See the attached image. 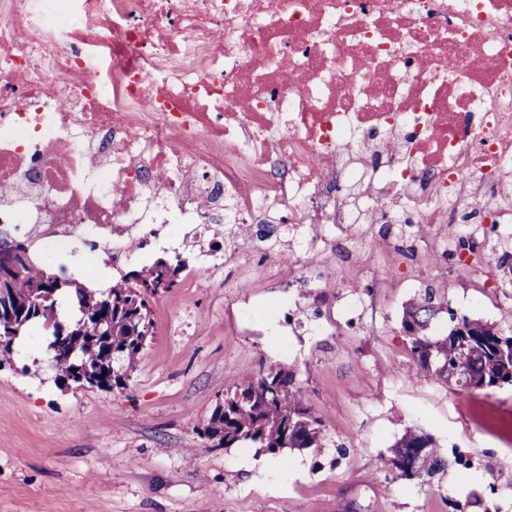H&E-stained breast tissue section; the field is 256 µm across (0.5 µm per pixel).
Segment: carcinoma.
<instances>
[{
	"mask_svg": "<svg viewBox=\"0 0 512 512\" xmlns=\"http://www.w3.org/2000/svg\"><path fill=\"white\" fill-rule=\"evenodd\" d=\"M281 225L257 226L256 237L266 249L281 245ZM26 263L11 297L15 313L34 315L31 323L52 326L49 347L77 346L78 360L85 374L104 382L111 374L109 349L119 352L122 378L130 377L146 348L153 328L150 301L172 291L182 281L184 261L158 257L151 264L123 274L109 289L112 304L99 302L96 293L73 279L50 272L33 254L31 241L23 247ZM75 288L82 318L72 329L84 334L60 337L57 331V296L66 288ZM45 313L37 314L38 305ZM424 306L440 317L446 313L452 326L445 336L433 335L434 321L415 319L416 309ZM112 321V346L97 337L98 317ZM402 329L410 341V372L420 380L436 381L462 390L492 391L512 385V333L481 318L463 316L444 307L434 288H425L403 312ZM469 347L470 361L465 374L457 373L458 341ZM210 438L220 437L224 447L253 442L270 454L286 448H321L325 437L320 420L307 404L305 389L290 370L252 373L224 393L222 405L214 407L201 427ZM388 469L401 480L422 485L448 467V459L432 436L420 430H407L397 440Z\"/></svg>",
	"mask_w": 512,
	"mask_h": 512,
	"instance_id": "cac0c4a2",
	"label": "carcinoma"
}]
</instances>
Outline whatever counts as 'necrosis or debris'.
Wrapping results in <instances>:
<instances>
[{
    "label": "necrosis or debris",
    "mask_w": 512,
    "mask_h": 512,
    "mask_svg": "<svg viewBox=\"0 0 512 512\" xmlns=\"http://www.w3.org/2000/svg\"><path fill=\"white\" fill-rule=\"evenodd\" d=\"M512 234V0H0V224L317 285L330 231ZM284 224L280 268L208 239Z\"/></svg>",
    "instance_id": "obj_1"
}]
</instances>
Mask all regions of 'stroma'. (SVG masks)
I'll use <instances>...</instances> for the list:
<instances>
[{
	"label": "stroma",
	"mask_w": 512,
	"mask_h": 512,
	"mask_svg": "<svg viewBox=\"0 0 512 512\" xmlns=\"http://www.w3.org/2000/svg\"><path fill=\"white\" fill-rule=\"evenodd\" d=\"M357 252L363 265L390 263L385 287L328 265L305 294L285 276L257 288L228 274L157 297L153 334L121 389L60 386L52 361L27 351L48 344L31 327L0 366V512H512V439L494 427L512 418V386L411 380L401 327L405 305L431 286L457 314L510 328L512 286L473 281L457 261L418 276L403 255ZM350 293L373 312L342 316ZM280 306L295 324L275 340L267 313ZM321 320L324 336L312 330ZM279 367L305 387L331 440L288 450L285 473L264 467L262 449L217 448L196 430L244 373ZM409 429L450 460L420 489L385 465Z\"/></svg>",
	"instance_id": "stroma-1"
}]
</instances>
